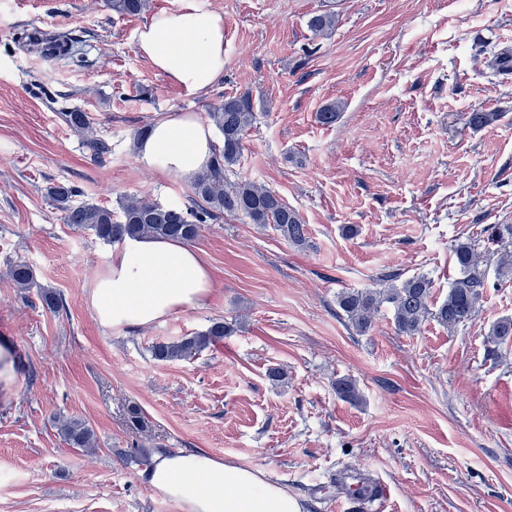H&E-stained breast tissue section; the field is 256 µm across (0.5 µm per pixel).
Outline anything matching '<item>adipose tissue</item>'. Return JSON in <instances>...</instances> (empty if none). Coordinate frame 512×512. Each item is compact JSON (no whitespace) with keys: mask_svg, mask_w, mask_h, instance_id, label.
I'll list each match as a JSON object with an SVG mask.
<instances>
[{"mask_svg":"<svg viewBox=\"0 0 512 512\" xmlns=\"http://www.w3.org/2000/svg\"><path fill=\"white\" fill-rule=\"evenodd\" d=\"M152 66L197 96L224 73V18L196 0L152 16L137 32ZM217 145L213 129L191 112L156 119L135 141L136 161L182 183L207 169ZM213 288L201 251L179 239L128 237L113 245L90 286V306L106 329L144 327L202 307ZM156 495L185 512H303L299 498L269 482L262 470L209 452H162L139 474Z\"/></svg>","mask_w":512,"mask_h":512,"instance_id":"adipose-tissue-1","label":"adipose tissue"}]
</instances>
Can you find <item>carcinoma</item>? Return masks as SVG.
I'll use <instances>...</instances> for the list:
<instances>
[{
	"mask_svg": "<svg viewBox=\"0 0 512 512\" xmlns=\"http://www.w3.org/2000/svg\"><path fill=\"white\" fill-rule=\"evenodd\" d=\"M104 2L112 11L128 16L139 15L147 7L146 0ZM336 23L335 14L321 12L309 18L308 28L318 37L333 30ZM342 111V103H330L316 114L317 122L331 126ZM62 117L70 128L84 133L82 145L89 157L101 160L109 153L108 144L94 133L87 113L72 109L62 113ZM207 117L222 134L223 145L215 153L211 166L193 184L196 197L193 205L163 204L137 195L119 197L114 209L93 203L76 204L73 201L75 189L58 183L49 188V195L64 214L66 223L90 229L107 243L119 242L127 236L177 238L191 243L200 236L203 224L220 212L241 215L251 224H270L288 243L305 245L308 242L306 225L298 211L277 192L249 179H229V172L242 157L247 131L256 119L252 97L246 93L228 96L214 105ZM454 254L460 277L437 306L432 301V281L424 274L404 279L397 274L385 275L377 288L339 292L336 304L359 335L371 330L384 307L392 311L395 329L403 335L417 334L430 316L444 327L455 328L472 320L477 313L486 281L478 268L474 244L460 242ZM9 276L18 288L28 289L35 284L34 271L25 262L13 263ZM232 332L233 324L216 319L203 331L153 344L151 357L159 362L190 360ZM510 340L512 318L505 317L492 324L486 333L487 354L499 357L500 347ZM336 393L350 402L361 400L356 382L349 377L336 380ZM59 431L63 440L74 448L87 451L94 447V432L83 420L68 418L60 423Z\"/></svg>",
	"mask_w": 512,
	"mask_h": 512,
	"instance_id": "cac0c4a2",
	"label": "carcinoma"
}]
</instances>
